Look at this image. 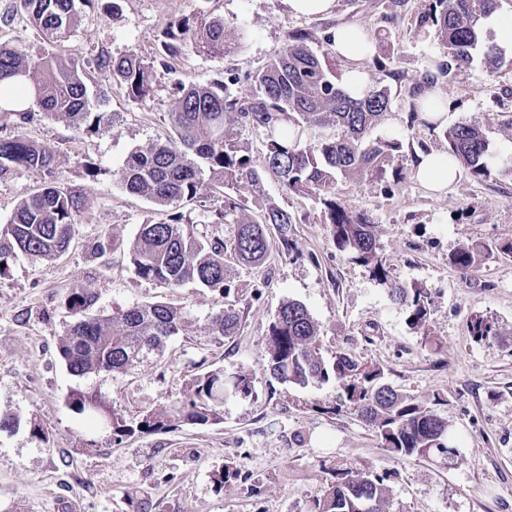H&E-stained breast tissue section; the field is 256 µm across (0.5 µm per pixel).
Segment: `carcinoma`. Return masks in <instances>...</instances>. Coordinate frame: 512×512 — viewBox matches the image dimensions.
Wrapping results in <instances>:
<instances>
[{
    "mask_svg": "<svg viewBox=\"0 0 512 512\" xmlns=\"http://www.w3.org/2000/svg\"><path fill=\"white\" fill-rule=\"evenodd\" d=\"M500 0H430L414 19L415 27L428 30L442 47L443 60L434 62L437 73L415 86L411 93L409 128L425 120L426 95L436 90L438 77L470 62L483 50L487 64L504 63L496 45L486 39L481 20L494 13ZM42 43L61 47L71 38L74 0H24ZM309 35H287L281 51L261 70L247 76L252 94L234 92L239 75L229 71L224 80L207 85H181L176 104L168 112L169 134L163 141L131 153L118 172L121 186L131 195L167 206L193 201L209 187L224 190V207L214 223L232 224V235L204 239L193 226L182 223L175 212L157 222L141 225L129 252L131 272L138 278L166 288L195 283L226 295L232 288L224 280V264L265 263L277 245L291 248L288 225L291 213L269 201L257 216L250 214L237 195L245 185L261 192V174L255 168L248 146L234 138L238 126L259 131L265 138L263 167L278 177L288 192L313 196L320 201L330 224L334 246L367 267L387 286L392 303L407 313L409 326L421 333L423 343H432L427 329L429 294L418 285H407L390 277L378 252L375 225L355 216L336 200L337 175L381 177L402 150L397 138L368 139L389 108L387 87L355 98L339 85L331 51L320 54L308 46ZM161 50L151 59L131 52L114 56L105 49L63 60L54 52L34 56L11 41H0V125L17 133L0 137V180L26 172L52 173L54 151L18 133L31 122L35 111L61 117L77 128L91 131L110 127L108 112L93 111L86 98V83L93 70L106 73L127 88L133 101L150 96L157 67L191 48L206 55L234 52L225 44L221 16L181 17L166 22L161 31ZM32 91V102L23 106L24 90ZM330 126L335 135L312 145L303 144L304 129ZM448 154L473 178L491 175L488 146L481 128L461 122L442 131ZM207 178H202V175ZM90 210L89 201L71 189L50 180L22 199L8 224L0 228V279L5 264L22 254L32 260L55 259L65 254L75 236L76 217ZM278 229L272 244L267 226ZM480 247H464L450 257L462 274L471 270ZM98 301L96 289L77 284L65 305L79 316L58 342L61 360L75 376L101 372L128 373L139 363L164 354L170 337L187 325L184 311L166 302L133 306L122 314L99 317L89 314ZM240 325L233 309L211 316L206 333L223 339ZM470 336L477 342L499 335L496 322L482 315L469 320ZM265 363L272 379L300 388L319 386L332 380L340 388L336 402L322 407L327 414L345 409L368 420L382 446L396 458L413 455H455L448 422L439 413L444 399L437 395L430 404H420L384 381V368L337 352L327 357L319 344V328L300 302L289 300L272 316L265 337ZM251 378L245 373L227 376L222 369L194 375L189 393L162 413H147L127 419L95 390H77L68 407L91 425L104 430L120 443L137 434L170 432L183 426L207 427L223 420L224 400L248 396ZM146 429H141V426ZM328 483L312 501L311 512H383L388 489L385 477L351 468L332 471ZM242 479V469L230 459L214 474L222 487Z\"/></svg>",
    "mask_w": 512,
    "mask_h": 512,
    "instance_id": "cac0c4a2",
    "label": "carcinoma"
}]
</instances>
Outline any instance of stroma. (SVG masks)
Returning <instances> with one entry per match:
<instances>
[{
	"instance_id": "obj_1",
	"label": "stroma",
	"mask_w": 512,
	"mask_h": 512,
	"mask_svg": "<svg viewBox=\"0 0 512 512\" xmlns=\"http://www.w3.org/2000/svg\"><path fill=\"white\" fill-rule=\"evenodd\" d=\"M428 0H406L397 21L382 0H337L329 17L300 16L287 0H113L111 8L78 6L69 48L112 54L136 51L153 57L164 23L196 15L224 19V37L235 53L184 52L168 69H157L153 91L132 101L126 88L101 74L86 81L91 107L109 112L108 132L78 129L66 119L36 114L26 137L55 150L53 179L91 203L79 218L69 250L56 259L17 257L0 280V415L19 421L0 431V512H310L313 498L332 469L352 467L385 475L386 512H512V260L495 247L512 241V46L498 43L504 63L488 70L482 52L470 64L441 78L438 88L457 106L453 122L479 125L488 143L489 178L476 181L460 171L441 193L424 189L412 169L420 149L442 152L440 134L409 127L413 86L424 81L441 50L413 25ZM0 38L29 52L40 40L22 0H0ZM339 26L386 36L384 62L391 76L379 77L372 59L362 67L390 93L385 121L370 138L400 136L402 150L381 178L342 177V201L377 226V242L392 277L419 284L430 298L434 346L421 343L384 284L332 243L323 207L312 196L288 193L273 175L262 194L241 190L251 213L274 201L296 219L289 225L290 251L258 267L228 263L230 296L195 284L170 289L134 276L128 252L141 224L168 212L212 237L232 227L214 221L224 196L211 189L203 203L165 207L128 194L117 172L136 148L165 139L175 83L223 80L227 70L247 74L264 67L287 33H308L322 51L326 33ZM250 37L240 41V29ZM402 183H394L395 172ZM481 252L469 276L449 261L465 245ZM77 283L97 288L96 312L121 314L156 301L185 312L186 330L172 337L162 357L127 374L71 375L57 343L74 321L64 305ZM301 302L320 326L325 354L345 352L384 368L386 380L415 401L441 396L440 412L451 425L453 457L395 458L375 430L356 414H326L335 383L315 388L280 384L266 372L268 323L283 302ZM234 307L239 331L221 340L204 332L211 315ZM494 319L499 334L474 343L470 315ZM220 368L248 374L253 393L224 402L220 423L172 432L138 434L115 444L90 427L68 405L69 394L98 388L126 418L170 408L188 392L192 375ZM41 426L43 435L33 432ZM240 461L244 480L220 488L212 475L226 460Z\"/></svg>"
}]
</instances>
